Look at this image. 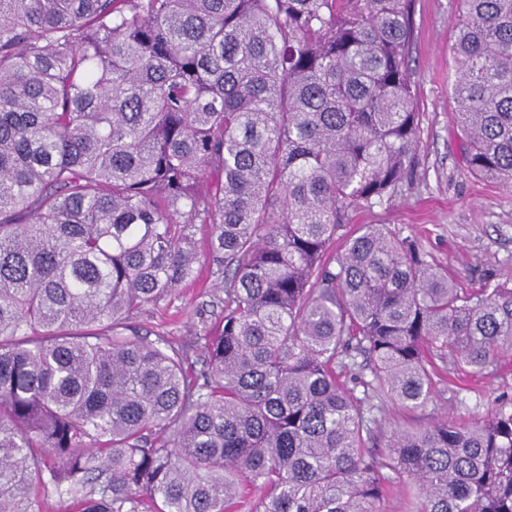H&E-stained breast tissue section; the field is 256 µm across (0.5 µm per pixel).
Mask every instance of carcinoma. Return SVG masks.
<instances>
[{
    "mask_svg": "<svg viewBox=\"0 0 512 512\" xmlns=\"http://www.w3.org/2000/svg\"><path fill=\"white\" fill-rule=\"evenodd\" d=\"M414 0H0V512H512V409L382 439L512 354V285L385 224L417 146ZM453 119L512 189V0H461ZM208 228L198 251L192 228ZM190 347L133 319L201 260ZM370 377H365V373ZM362 386L354 396L344 378ZM413 506L412 490L409 485H400L381 503L382 512H411ZM72 498L64 487L59 489L50 486L40 495V512H77L73 511Z\"/></svg>",
    "mask_w": 512,
    "mask_h": 512,
    "instance_id": "cac0c4a2",
    "label": "carcinoma"
}]
</instances>
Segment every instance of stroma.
Instances as JSON below:
<instances>
[{
  "label": "stroma",
  "mask_w": 512,
  "mask_h": 512,
  "mask_svg": "<svg viewBox=\"0 0 512 512\" xmlns=\"http://www.w3.org/2000/svg\"><path fill=\"white\" fill-rule=\"evenodd\" d=\"M459 0H415L414 40L408 69L417 92L418 147L398 192L351 212L350 225L386 224L417 242L430 261L448 267L463 288L512 277V190L470 174L462 136L453 122L451 84L456 63L451 21ZM224 290L208 264L197 280L137 317L144 328L170 331L174 341L193 343L220 315ZM512 401V357L478 377L469 388L437 386L422 409L383 399L381 429L418 428L450 418L474 421Z\"/></svg>",
  "instance_id": "obj_1"
}]
</instances>
